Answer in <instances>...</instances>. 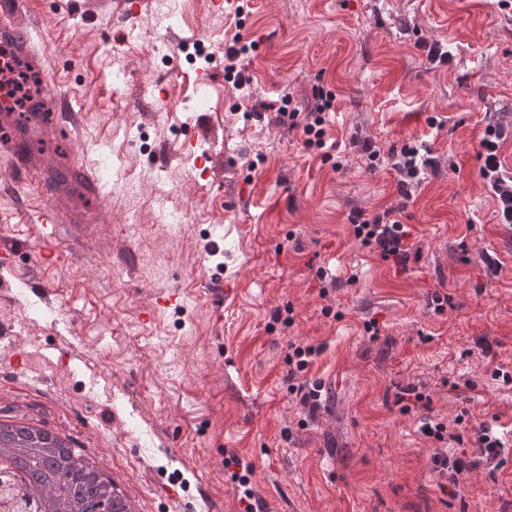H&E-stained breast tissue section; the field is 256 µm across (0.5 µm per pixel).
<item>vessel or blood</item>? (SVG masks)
<instances>
[{"mask_svg":"<svg viewBox=\"0 0 512 512\" xmlns=\"http://www.w3.org/2000/svg\"><path fill=\"white\" fill-rule=\"evenodd\" d=\"M24 14L23 0H0V43L10 44L21 59L35 61L39 50L31 26L21 24ZM51 106L56 112L54 125H47L40 115H32L22 126L13 119L11 104L0 98V147L10 158L13 171L21 174L38 173L44 183L52 187L51 201L44 211L42 224L47 225L49 235H56L60 225L70 227L72 236L83 240L93 233L92 225L86 222V211L73 199L71 187H80L85 195L101 198L106 194V185L85 164H71L66 172H59L46 158L24 151L23 144L30 138L50 133H73L83 118L67 95L56 93L51 97Z\"/></svg>","mask_w":512,"mask_h":512,"instance_id":"b4317fda","label":"vessel or blood"}]
</instances>
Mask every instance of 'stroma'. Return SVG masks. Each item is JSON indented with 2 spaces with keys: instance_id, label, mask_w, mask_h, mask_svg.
Masks as SVG:
<instances>
[{
  "instance_id": "35a3bbf8",
  "label": "stroma",
  "mask_w": 512,
  "mask_h": 512,
  "mask_svg": "<svg viewBox=\"0 0 512 512\" xmlns=\"http://www.w3.org/2000/svg\"><path fill=\"white\" fill-rule=\"evenodd\" d=\"M28 5L44 94L83 104L80 135L47 148L67 147L58 166L114 174L85 202L102 218L93 238L47 241L29 221L43 184L11 179L0 153V416L101 455L142 512H512V446L496 471L440 488L421 410L394 403L413 383L434 421L463 416L468 460L477 429L512 433V227L480 175L490 125L512 174V0H250L241 88L219 48L232 15L211 0H140L134 49L107 27L124 0ZM203 38L216 52L189 60ZM433 43L448 64L429 65ZM94 83L108 109L86 98ZM319 93L334 98L327 155L267 108L287 94L302 111ZM408 142L438 171L405 204L394 164ZM398 204L416 249L405 267L350 222ZM168 293L179 301L158 306ZM292 342L322 349L318 408L288 391ZM232 454L247 483L225 473Z\"/></svg>"
}]
</instances>
